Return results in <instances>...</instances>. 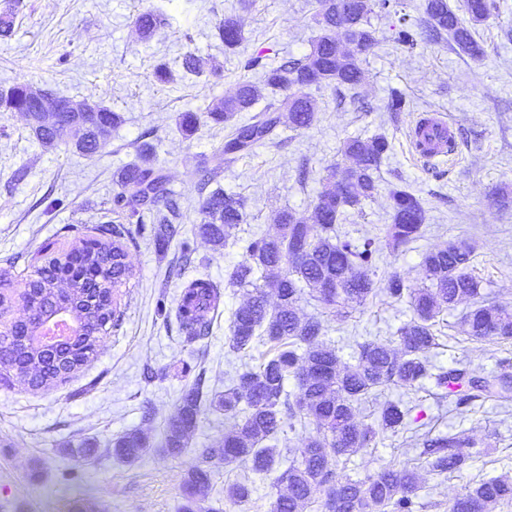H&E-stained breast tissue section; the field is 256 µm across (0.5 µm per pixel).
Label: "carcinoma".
Instances as JSON below:
<instances>
[{"label": "carcinoma", "instance_id": "carcinoma-1", "mask_svg": "<svg viewBox=\"0 0 512 512\" xmlns=\"http://www.w3.org/2000/svg\"><path fill=\"white\" fill-rule=\"evenodd\" d=\"M397 4L398 0H316L313 20L319 34L308 54L285 58L271 67L259 55L250 57L245 67L262 69L261 83L240 79L233 94L218 99L206 111L182 112L177 121L180 131L191 136L201 125H224L229 132L217 160L231 163L273 139L282 126L294 131L312 127L318 112L306 89L315 86L358 93L364 82L361 58L378 44L370 15L395 14ZM495 9L494 0H465L467 18L463 19L448 0H426L419 30L402 22L395 40L412 49L419 38L437 41L446 36L461 53L479 60L484 48L475 38L476 27L487 22ZM133 24L141 39L150 40L168 25V19L146 9L136 15ZM217 35L229 50L242 43L241 27L232 15L219 22ZM182 68L186 75L204 74L202 59L192 53L184 56ZM266 90L279 92L278 99L254 111ZM0 112L24 113L32 136L43 147L63 146L88 157L98 153L123 122L122 114L108 106L59 97L28 83L0 89ZM242 112L251 113L245 122L237 120ZM389 149L382 134L369 140H346L342 155L350 164L326 168V186L316 197L312 215L283 210L275 233L250 239L245 259L228 273V285L244 288L248 295L232 313L229 349L245 354L259 346L268 350L257 366L238 371L224 394L212 399L234 423L224 433V443L205 449L203 455L220 456L226 464L242 462L257 475L275 474L271 512H304L316 488L325 489L328 512H416L419 475L411 468L388 467L364 479L336 481L340 462L368 447L377 431L396 432L406 423L409 411L396 403L383 407L375 427L355 422L358 403L383 385L412 388L431 379L457 408L484 395L504 403L512 399L511 358L501 359L499 371L488 378L471 377L463 368L437 370L429 359V353L440 346L437 317L461 304L466 308L460 323L470 339L512 342V310L481 299V281L472 274L476 253L472 243L458 240L425 252L422 266L428 284L412 291L397 273L382 283L372 278L379 258L375 239L354 241L338 234L346 215L362 212L364 202L374 197L378 189L375 173ZM220 170L217 163L202 171L198 180L202 200L196 232L215 246L230 239L243 223L247 208L244 197L219 186L211 188ZM113 182L119 191L112 197V212L121 223L100 226L101 238L85 239L63 256L34 267L22 294L28 319L0 332V367L33 389H48L79 370L97 353L103 336L121 328L122 313L114 293L130 278L124 245L132 240L128 225L150 220L160 241L183 233L175 223L180 214L179 196L154 165L150 145H143L139 160L124 166ZM391 199L392 223L386 227V238L395 252L420 237L426 211L421 200L406 189L394 190ZM269 288L276 297L273 305L268 301ZM307 291L315 294L332 317L350 316L380 292L396 300L409 297L413 316L397 329L395 344L365 340L358 344L355 363L342 367L336 349L324 339V317L302 320L297 314V302ZM220 298L218 285L209 279L197 278L185 286L176 320L186 344L208 336ZM60 305L81 322L80 334L49 351L21 345L19 339ZM290 378L297 381L295 396L286 387ZM207 395L199 374L161 441L170 455L178 456L187 447ZM297 423L314 426L316 435L282 470L285 455L278 443L285 428ZM421 445V455L432 470L442 474L466 465L472 459L469 449L474 442L462 433H448L426 435ZM149 447L139 432L132 431L115 439L113 453L132 461ZM209 487L210 473L194 469L186 480L185 503L179 512H202L201 501ZM251 494L246 479L224 489V498L235 505L249 501ZM509 500L512 482L481 480L466 488L448 512H488L490 505Z\"/></svg>", "mask_w": 512, "mask_h": 512}]
</instances>
